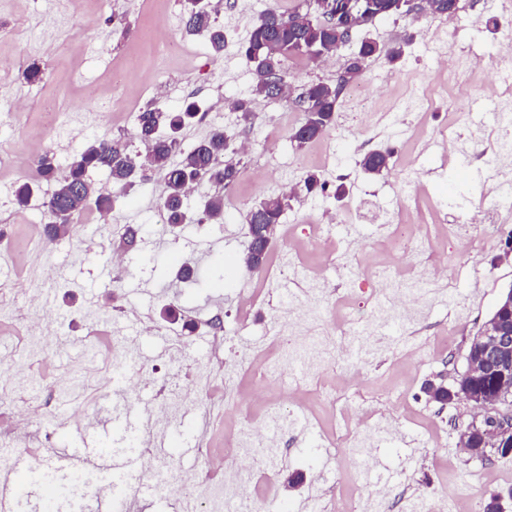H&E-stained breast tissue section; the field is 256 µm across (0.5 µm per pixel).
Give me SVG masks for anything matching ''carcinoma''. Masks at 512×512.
I'll use <instances>...</instances> for the list:
<instances>
[{"label":"carcinoma","mask_w":512,"mask_h":512,"mask_svg":"<svg viewBox=\"0 0 512 512\" xmlns=\"http://www.w3.org/2000/svg\"><path fill=\"white\" fill-rule=\"evenodd\" d=\"M371 5L366 24L379 18L401 15L409 10L405 0H368ZM188 28L204 32L212 50L224 51V29L214 23L212 11L199 10L186 4ZM351 35L343 28L318 20L313 0H302L293 11L285 14L276 9L265 11L252 26L248 37L239 47L241 57L255 74L254 94H261V86L273 79L271 66H277L281 75H286L287 62L294 58L315 61L318 53H329L336 41L345 42ZM380 55L376 42L362 39L351 48L345 74L338 75L334 82H314L305 86L301 93L302 111L311 112L308 119L306 139H318L336 124V112L340 98L338 82L364 67L371 58ZM199 106L191 101L179 111H166L156 104L147 105L137 117V138L149 145L148 165L159 171L163 178V209L166 223L184 224L187 175L204 171L210 181L226 190L237 180V164L228 158L229 149L224 131L211 132L206 140L183 153L179 163H169L170 155L178 144L183 128L197 116ZM393 157L390 149L378 148L363 155L360 165L372 175H380L389 167ZM96 169L109 171L113 187L124 191L137 171L136 155L128 146L106 137L97 138L77 152L69 163L67 172L57 175L53 158L44 155L37 162L40 177L55 182L56 189L48 202V211L55 221L47 225V233L56 237L67 226L69 218L83 212L89 202L97 210L106 213L112 210L113 196L95 193L89 173ZM34 195V183L22 181L14 190L18 207L29 205ZM286 205L279 197H270L259 202L248 214L247 223L254 225L253 233L262 235L263 225L279 224ZM224 221V198L216 195L209 198L199 224Z\"/></svg>","instance_id":"obj_1"}]
</instances>
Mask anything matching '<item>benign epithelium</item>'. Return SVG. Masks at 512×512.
I'll list each match as a JSON object with an SVG mask.
<instances>
[{"instance_id":"obj_1","label":"benign epithelium","mask_w":512,"mask_h":512,"mask_svg":"<svg viewBox=\"0 0 512 512\" xmlns=\"http://www.w3.org/2000/svg\"><path fill=\"white\" fill-rule=\"evenodd\" d=\"M325 16L341 20L348 29L362 25L363 14L354 12L347 0H319ZM272 226L257 239L248 231L251 255L268 249ZM495 316L485 322L481 331L470 344L467 373L480 371L496 373L504 378L512 376V332L503 327L502 319H512V291L500 298ZM429 400L445 406L455 400L463 401L473 411V420L461 433V446L474 433L482 437V445L496 455L506 457L512 454V385L502 384L492 396L455 380L451 386L444 381H432L426 388Z\"/></svg>"}]
</instances>
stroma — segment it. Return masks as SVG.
<instances>
[{
	"instance_id": "1",
	"label": "stroma",
	"mask_w": 512,
	"mask_h": 512,
	"mask_svg": "<svg viewBox=\"0 0 512 512\" xmlns=\"http://www.w3.org/2000/svg\"><path fill=\"white\" fill-rule=\"evenodd\" d=\"M461 0L452 26L425 14L388 17L363 27V36L390 48L406 33L414 39L394 63L386 57L369 61L356 83L366 93H400L408 84L439 79L446 87L441 107L396 113L375 143H366L358 121L360 108L343 93L336 125L322 138L304 145L281 126L283 114L301 120L284 98L252 96L255 75L237 51L252 24L269 8L285 12L300 0H222L217 21L226 44L215 55L205 35L185 29L183 0H0V67L14 76L0 87V106L25 103L19 118L0 123V146L16 160L0 164V470L13 456H38L66 426L96 427L100 415L124 407H149V422L133 433L106 441V448H127L138 457L143 482L163 476L168 500H155L153 512H203L211 488L223 482L218 462L225 442L248 422L264 423L280 449L260 448L235 458L231 466L246 485L261 475L277 479V495L307 512L352 508L353 497L375 496L393 488L401 505L431 512L446 499V512H484L491 494L512 487V456L481 464L469 459L459 437L471 419L464 403L440 406L429 401L425 384L434 376L455 381L467 368L471 340L492 315L503 294L512 290V255L506 240L512 223L473 224L480 205L491 203L512 215V196H498L487 177L488 157L472 146L465 155L449 154L441 132L456 110L492 131L494 115L474 94L462 96L453 72L443 69L446 44L491 75L501 53L512 52V30L498 26V2ZM185 41L187 50L169 56V37ZM339 52L323 64L289 63L286 83L301 89L313 81L335 80L346 61ZM43 71L41 82H26L31 63ZM137 108L156 102L179 110L197 101L199 122L180 138L187 151L216 128L251 148L238 152L239 177L224 194V221L196 223L205 200L217 188L197 184L185 200L190 217L169 232L152 169L137 173L134 185L118 195L107 222L97 221L88 206L66 234L49 239L44 227L50 215L39 207L53 187L40 183L27 220L16 217L13 191L29 179L24 159L30 152L53 155L66 167L88 141L106 136L133 143L138 153L147 144L135 138L132 114L116 110L118 95ZM252 97L255 118L243 123L236 111H218L217 103ZM59 103L62 130L46 134L41 112ZM394 146L388 171L367 175L360 158L372 146ZM410 162L416 181L404 187L403 162ZM327 184L324 194L289 198L268 255V266L282 268L277 279L255 284L248 276L227 282L219 271L227 255L243 257L247 214L261 200L302 186L309 173ZM346 196L336 200L337 185ZM402 210L408 223L436 216L446 224L466 223L474 249L465 239L452 244L454 263L447 284L430 289L422 319L405 324L393 318L373 321V345L350 355L345 347L360 323L372 321L371 286L364 279L380 259L394 268L422 272L436 263L423 237L404 253H394L386 215ZM137 242L128 252L120 245L127 230ZM193 259L196 276L187 282L172 276L176 259ZM320 272L349 305L336 311L322 304L302 338L288 333L292 308L312 272ZM263 297L250 316L239 318L238 306L254 286ZM181 317L164 320L163 305ZM197 323L195 332L184 321ZM324 344L325 360L317 367L288 357L301 341ZM291 360L306 382L333 391L350 389L352 412L361 417L359 431L368 438L371 455H330L328 465L308 451L310 438L327 445L334 427L332 411L315 395L282 399L290 413L285 426L269 423V401L259 397L264 366ZM368 361V379L350 383V371ZM181 432L198 444L197 459L178 449H160L170 432ZM90 481L75 485L71 495L45 501V486L73 483L71 471H44L27 477L16 512H91L96 485L126 495L127 483L89 470Z\"/></svg>"
}]
</instances>
